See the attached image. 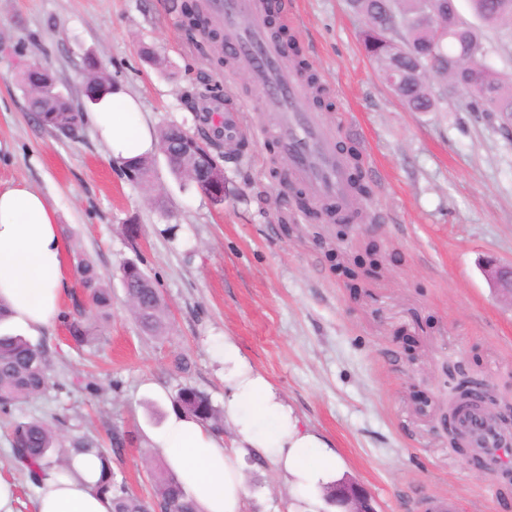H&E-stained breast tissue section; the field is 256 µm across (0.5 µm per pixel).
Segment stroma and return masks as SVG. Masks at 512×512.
<instances>
[{
    "instance_id": "obj_1",
    "label": "stroma",
    "mask_w": 512,
    "mask_h": 512,
    "mask_svg": "<svg viewBox=\"0 0 512 512\" xmlns=\"http://www.w3.org/2000/svg\"><path fill=\"white\" fill-rule=\"evenodd\" d=\"M183 2L0 0V141L14 146L0 158V186L42 192L70 260H90L112 292L99 342L77 346L61 322L32 339L54 386L0 414V478L15 486L14 512H34L35 486L12 459L10 423L62 413L66 435L97 439L115 482L151 499L153 471L167 462L144 433L186 386L223 407L224 364L212 349L227 336L333 444L340 476L377 512H422L421 500L437 497L458 500L460 512H512V491L450 446L445 421L450 378L512 391V304L482 270L484 260H512V132L455 98L409 111L365 56L347 0H286L334 102L322 118L360 146L374 190L362 225L308 223L279 191L284 163L259 132L252 83L181 29ZM148 48L162 65L147 62ZM90 55L154 129L194 130L190 102L214 87L241 108L244 146L223 163V203L177 180L159 151L152 181L134 182L90 124L67 138L36 122L18 82L25 64L39 61L81 108ZM371 243L381 266L351 290L334 253ZM127 261L159 290L164 335L145 334L132 316L119 277ZM179 356L189 373L175 370ZM116 432L126 438L117 454ZM245 486L243 512H287L290 489L268 460L251 463Z\"/></svg>"
}]
</instances>
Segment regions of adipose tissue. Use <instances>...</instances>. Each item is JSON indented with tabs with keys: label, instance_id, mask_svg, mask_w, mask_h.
<instances>
[{
	"label": "adipose tissue",
	"instance_id": "adipose-tissue-1",
	"mask_svg": "<svg viewBox=\"0 0 512 512\" xmlns=\"http://www.w3.org/2000/svg\"><path fill=\"white\" fill-rule=\"evenodd\" d=\"M112 161L149 152L155 130L139 101L112 91L85 113ZM67 245L50 201L27 186L0 188V303L13 331L38 335L60 320L70 286ZM224 420L234 433L225 441L204 422L171 412L147 431L146 442L163 454L198 512H242L243 472L250 458L270 457L296 490L289 512H320L326 486L336 479L338 459L330 444L303 428L270 381L225 338ZM102 461L94 454L72 459L69 468L45 471L36 486V512H111L97 492Z\"/></svg>",
	"mask_w": 512,
	"mask_h": 512
}]
</instances>
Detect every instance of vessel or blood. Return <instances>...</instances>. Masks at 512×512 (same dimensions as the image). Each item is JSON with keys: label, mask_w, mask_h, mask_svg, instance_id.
Wrapping results in <instances>:
<instances>
[{"label": "vessel or blood", "mask_w": 512, "mask_h": 512, "mask_svg": "<svg viewBox=\"0 0 512 512\" xmlns=\"http://www.w3.org/2000/svg\"><path fill=\"white\" fill-rule=\"evenodd\" d=\"M206 8L232 36L228 52L251 71L260 111L278 115L270 133L290 160L291 178L310 185L316 198L347 197L344 161L336 149L335 133L319 113L307 108L309 90L293 75L281 46L268 34L258 0H206ZM212 110L223 137H235L239 131L237 108L219 102ZM455 425L466 431L469 447L480 449L482 464L505 469L501 438L480 414L459 416Z\"/></svg>", "instance_id": "obj_1"}]
</instances>
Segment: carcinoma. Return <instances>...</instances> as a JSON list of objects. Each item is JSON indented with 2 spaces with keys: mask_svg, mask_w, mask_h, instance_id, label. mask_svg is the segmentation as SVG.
I'll return each mask as SVG.
<instances>
[{
  "mask_svg": "<svg viewBox=\"0 0 512 512\" xmlns=\"http://www.w3.org/2000/svg\"><path fill=\"white\" fill-rule=\"evenodd\" d=\"M446 10H441V4ZM388 0L389 14L380 12V0H348L354 14L364 20L359 37L368 58L374 63L383 80L395 77L389 85L393 94L412 112H436L440 101L452 96L454 90L468 93L470 112H494L496 105L512 107V76L494 69L485 61L488 54L483 29L512 28V0H469L470 8L479 21L474 26L463 21L455 0ZM202 15L199 6L185 4L181 8V25L190 32ZM288 63L310 90L311 104L330 111L333 103L319 78L302 57L293 34L278 30ZM466 50L472 55V64L462 67L455 56ZM94 59H89L85 71L97 81L96 99L112 92V86L102 75L96 74ZM66 105L63 98L48 96L28 99L29 109L38 113L41 123L57 131L67 127ZM182 128L169 125L161 131L159 150L171 172L180 180L201 185L204 179L192 175V160L182 155ZM350 196L358 201L369 199L373 188L366 180L361 158L352 148L345 149ZM378 264L377 253L371 249L354 260L353 266L337 262V266L351 277L356 268ZM120 278L127 292L131 310L144 332L160 336L167 321L158 290L150 278L134 263L120 269ZM79 284L94 307L104 313L111 305L110 289L105 277L93 264L81 258L75 265ZM70 337L79 345L90 343L98 335V321L94 318H72L66 321ZM52 387L49 363L45 351L20 334L0 330V411L11 409L40 396ZM176 407L187 416L201 420L215 431L224 428V412L217 409L203 392L184 387L174 400ZM60 429L44 420L19 421L13 428L12 454L18 467L36 483L50 467L49 455L58 447ZM68 452L78 454L104 452L88 437L71 440ZM98 490L111 497L112 512H197L179 481L164 471L154 474V495L149 501L116 485L110 466H104Z\"/></svg>",
  "mask_w": 512,
  "mask_h": 512,
  "instance_id": "1",
  "label": "carcinoma"
}]
</instances>
